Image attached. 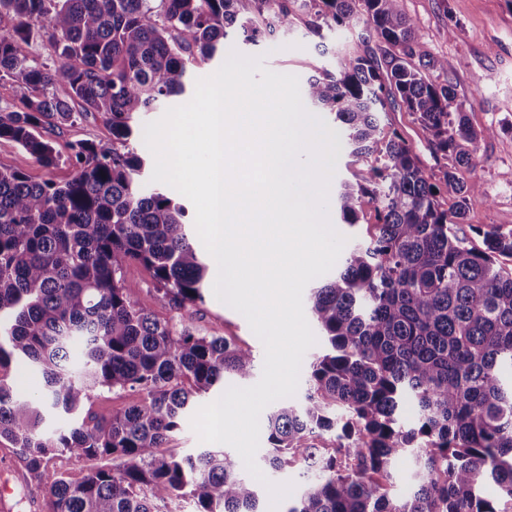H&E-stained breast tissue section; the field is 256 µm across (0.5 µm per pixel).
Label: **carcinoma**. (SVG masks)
Returning <instances> with one entry per match:
<instances>
[{
    "mask_svg": "<svg viewBox=\"0 0 512 512\" xmlns=\"http://www.w3.org/2000/svg\"><path fill=\"white\" fill-rule=\"evenodd\" d=\"M305 25L347 29L364 17L336 72L304 86L316 112L334 115L352 164L336 183L342 223H365L369 242L343 253L311 290L309 310L325 351L311 364L300 402L266 412L265 463L303 461L311 477L287 512H507L512 504V228H460L480 184L479 134L448 80V61L429 56L403 0H0V80L16 84L19 105L0 112V139L44 167L58 157L44 133L83 114L110 116L112 140L73 144V179L33 182L0 169V441L49 488L47 512H162L189 496L197 512H258L259 486L220 449L180 458L163 448L195 398L249 380L251 347L158 319L155 302L184 308L204 301L210 264L188 236L187 209L140 183L144 159L131 147L133 118L186 93L188 65L223 50L227 29L248 41L288 28L294 5ZM47 42L52 69L25 52ZM413 115L435 172L381 117ZM455 198L449 208L442 191ZM369 200L373 213L365 215ZM139 263L158 285L145 300L123 287ZM41 373L36 395L19 371ZM98 389L131 391L119 413L93 410ZM411 400L416 417L401 419ZM121 459L73 482L51 456ZM412 453L416 487L388 489L393 465ZM493 483L497 495L484 486Z\"/></svg>",
    "mask_w": 512,
    "mask_h": 512,
    "instance_id": "obj_1",
    "label": "carcinoma"
}]
</instances>
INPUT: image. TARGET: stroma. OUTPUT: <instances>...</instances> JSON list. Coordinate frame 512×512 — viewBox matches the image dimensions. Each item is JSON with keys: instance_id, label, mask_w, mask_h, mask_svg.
<instances>
[{"instance_id": "1", "label": "stroma", "mask_w": 512, "mask_h": 512, "mask_svg": "<svg viewBox=\"0 0 512 512\" xmlns=\"http://www.w3.org/2000/svg\"><path fill=\"white\" fill-rule=\"evenodd\" d=\"M403 7L414 20L427 51L447 59L448 79L465 103L471 126L479 131L490 126L497 130L496 136L475 145L474 174L483 194L471 200L464 224L512 227V0H403ZM362 29L358 23L353 32ZM353 32L328 30L319 40L299 21L254 43L230 35L224 48L263 56L268 69L304 82L320 70H335L336 52L352 43ZM385 124L387 129L398 130L425 164L443 168V161L434 157L412 115L399 108L387 114ZM109 137L108 115L94 112L51 136L50 143L59 157L56 167L45 168L17 144L1 140L0 168L22 171L35 182L50 179L62 184L76 173L68 161L72 145ZM153 310L160 319L174 317L196 331L248 344L256 359L265 356L264 346L246 318L214 295L179 312L165 302L155 303ZM4 457L11 462L4 479L10 488L12 512H46V486L26 471L11 444L0 441V459Z\"/></svg>"}]
</instances>
